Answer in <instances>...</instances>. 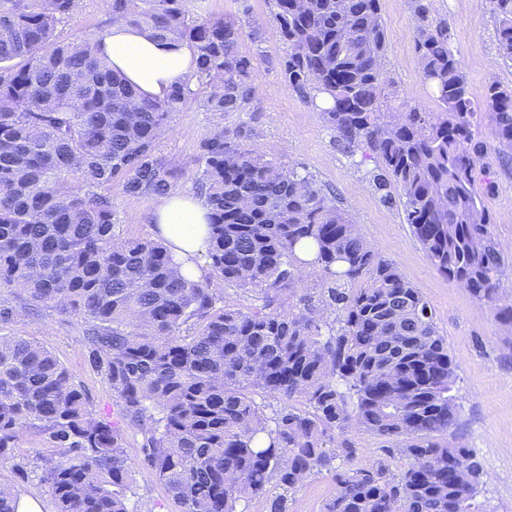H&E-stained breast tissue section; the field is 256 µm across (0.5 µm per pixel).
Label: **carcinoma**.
<instances>
[{
	"label": "carcinoma",
	"instance_id": "1",
	"mask_svg": "<svg viewBox=\"0 0 512 512\" xmlns=\"http://www.w3.org/2000/svg\"><path fill=\"white\" fill-rule=\"evenodd\" d=\"M489 2L499 55L512 60V0ZM109 5L152 37L194 48L205 111H246L251 65L235 20L190 17L183 0ZM409 5L421 76L442 111L382 120L380 0H274L284 75L328 95L326 122L376 155L382 201H401L431 264L512 326L503 250L474 191L487 147L473 133L466 75L429 0ZM77 7L0 0V328L40 308L88 323L91 367L185 512H236L248 496L288 512V492L323 471L334 482L324 512H473L486 473L472 449L447 440L456 374L435 314L312 176L218 131L201 142L196 171L211 206L203 279L188 280L162 240L120 237L102 190H171L177 169L157 154L159 132L194 91L138 101L99 56L103 36L59 38ZM485 98L507 157L512 89L493 81ZM308 240L309 263L297 255ZM307 264L316 291L300 287ZM222 284L263 303L228 304ZM28 430L56 449L39 456L54 512H136L122 430L92 412L53 351L0 334V460ZM360 431L381 438L385 456L356 467ZM397 455L407 463L395 472Z\"/></svg>",
	"mask_w": 512,
	"mask_h": 512
}]
</instances>
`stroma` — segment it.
<instances>
[{
	"instance_id": "stroma-1",
	"label": "stroma",
	"mask_w": 512,
	"mask_h": 512,
	"mask_svg": "<svg viewBox=\"0 0 512 512\" xmlns=\"http://www.w3.org/2000/svg\"><path fill=\"white\" fill-rule=\"evenodd\" d=\"M216 16L233 17L242 28L241 55L253 66L254 100L248 111L224 115L205 111L201 97L189 99L160 137L157 152L181 171L177 188L195 192L196 159L200 143L216 130L242 147L254 149L284 169L313 175L335 205L347 213L361 235L402 275L419 288L430 303L439 331L448 339V353L456 365L453 394L458 406L456 436L477 452L487 479L478 489L479 512H512V328L494 318L491 308L439 274L430 263L411 228L401 204H383L371 176L377 159L366 146L345 150L320 110L315 88L300 91L282 74L288 46L274 20L273 0H206ZM430 17L446 29L449 46L464 68L475 110L474 123L481 140L493 139L485 91L490 82L512 86V61L497 50L499 20L487 0H432ZM380 16L386 31L387 51L382 60L384 111H399L401 104L428 112L439 105L421 80L414 49L417 20L406 0H381ZM111 18L108 0H79L71 18L59 26L61 38L105 33ZM475 188L505 247L502 286L512 292V158L491 150L476 167ZM117 229L126 238L150 237L149 213L154 195L131 196L120 184L109 190ZM86 323L45 311L23 316L5 332L52 350L72 378L86 391L92 411L125 433V450L136 463L134 481L127 492L136 512H183L148 467L140 465L141 437L123 419L109 386L88 362ZM42 438L25 433L14 461L0 462V483L22 492L38 489L41 512H54L47 488L38 473L21 476L15 462L34 463L47 453ZM329 475L310 477L288 495L289 512H323L333 493Z\"/></svg>"
}]
</instances>
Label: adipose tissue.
Returning a JSON list of instances; mask_svg holds the SVG:
<instances>
[{
  "mask_svg": "<svg viewBox=\"0 0 512 512\" xmlns=\"http://www.w3.org/2000/svg\"><path fill=\"white\" fill-rule=\"evenodd\" d=\"M102 52L146 100L163 99L174 85L186 83L196 68L194 50L187 43L156 41L120 18L111 20ZM209 214L206 198L174 190L149 215L154 236L167 242L182 273L193 281L206 272Z\"/></svg>",
  "mask_w": 512,
  "mask_h": 512,
  "instance_id": "ef3b65f1",
  "label": "adipose tissue"
}]
</instances>
